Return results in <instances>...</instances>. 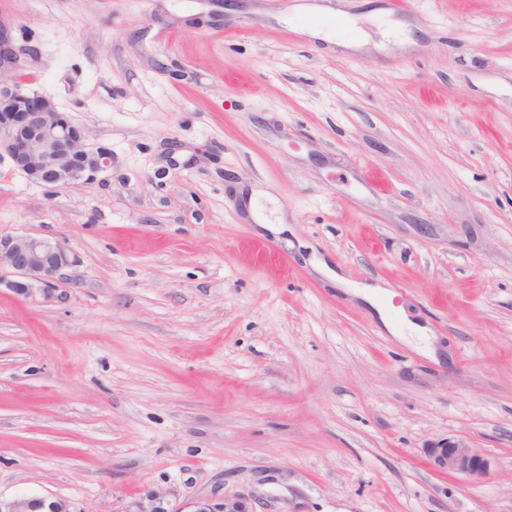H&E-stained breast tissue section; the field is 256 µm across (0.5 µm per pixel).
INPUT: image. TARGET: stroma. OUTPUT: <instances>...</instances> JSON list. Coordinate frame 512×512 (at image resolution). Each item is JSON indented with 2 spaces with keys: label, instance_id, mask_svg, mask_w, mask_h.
<instances>
[{
  "label": "stroma",
  "instance_id": "35a3bbf8",
  "mask_svg": "<svg viewBox=\"0 0 512 512\" xmlns=\"http://www.w3.org/2000/svg\"><path fill=\"white\" fill-rule=\"evenodd\" d=\"M212 9L0 0L11 80L113 158L69 187L0 157V235L78 257L0 289V496L512 512V0ZM443 437L490 475L434 470Z\"/></svg>",
  "mask_w": 512,
  "mask_h": 512
}]
</instances>
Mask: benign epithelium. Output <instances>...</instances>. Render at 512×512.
Wrapping results in <instances>:
<instances>
[{"label": "benign epithelium", "mask_w": 512, "mask_h": 512, "mask_svg": "<svg viewBox=\"0 0 512 512\" xmlns=\"http://www.w3.org/2000/svg\"><path fill=\"white\" fill-rule=\"evenodd\" d=\"M18 52L7 28L0 24V155L35 183L76 187L96 180L112 168V152L93 147L81 131L59 112L49 98L29 93L21 84L1 74L17 66ZM75 258L64 242L34 237L0 236V288L18 297H49L62 272ZM424 452L441 472L481 480L491 472L487 457L464 440L446 437L431 442ZM149 507L136 504L134 512H176L166 495L154 492ZM0 512H68L65 503L45 498L0 497ZM190 512H253L245 498H201Z\"/></svg>", "instance_id": "obj_1"}]
</instances>
